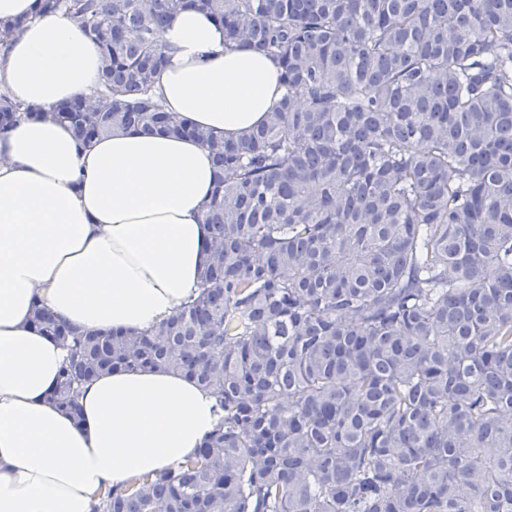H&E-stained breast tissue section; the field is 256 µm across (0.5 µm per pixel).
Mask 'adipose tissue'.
I'll return each mask as SVG.
<instances>
[{
  "mask_svg": "<svg viewBox=\"0 0 512 512\" xmlns=\"http://www.w3.org/2000/svg\"><path fill=\"white\" fill-rule=\"evenodd\" d=\"M37 0H0L20 23L0 54V93L36 106L0 135V512H91L97 494L193 455L223 413L188 378L115 371L86 384L81 420L52 404L65 357L35 329V305L80 331H142L196 291L214 188L191 138L115 131L91 145L54 108L91 94L98 47ZM170 60L156 84L167 111L234 138L281 96L267 56L224 46V29L186 9L163 29Z\"/></svg>",
  "mask_w": 512,
  "mask_h": 512,
  "instance_id": "adipose-tissue-1",
  "label": "adipose tissue"
}]
</instances>
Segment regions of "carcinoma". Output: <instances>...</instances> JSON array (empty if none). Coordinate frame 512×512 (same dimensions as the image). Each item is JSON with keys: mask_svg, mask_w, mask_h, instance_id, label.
I'll use <instances>...</instances> for the list:
<instances>
[{"mask_svg": "<svg viewBox=\"0 0 512 512\" xmlns=\"http://www.w3.org/2000/svg\"><path fill=\"white\" fill-rule=\"evenodd\" d=\"M272 57L236 139L154 91L176 13ZM102 54L58 109L89 144L191 137L217 179L197 297L145 332L75 334L50 400L108 371L195 380L224 419L93 512H512V0H41ZM38 115L0 94V134Z\"/></svg>", "mask_w": 512, "mask_h": 512, "instance_id": "cac0c4a2", "label": "carcinoma"}]
</instances>
